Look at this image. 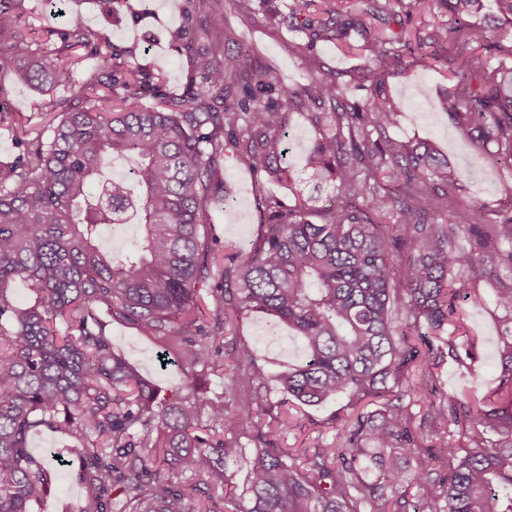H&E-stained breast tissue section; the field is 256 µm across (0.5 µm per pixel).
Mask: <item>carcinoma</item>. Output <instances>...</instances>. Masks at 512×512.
<instances>
[{
	"mask_svg": "<svg viewBox=\"0 0 512 512\" xmlns=\"http://www.w3.org/2000/svg\"><path fill=\"white\" fill-rule=\"evenodd\" d=\"M23 0H0V42L27 52L17 80L44 96L61 85L87 105L61 113L48 137L15 127L35 149L0 163V512H35L50 490L48 472L64 460L35 457L29 438L43 429L74 436L83 512H223L212 490L224 488V460L250 445L245 494L232 512H512V284L493 289L508 326L500 336V382L472 404L428 387L436 357L429 336L452 322L457 304L477 303L495 259L512 266V213L474 207L461 212L458 176L430 145L387 136L403 102L388 96L383 73L414 53L410 36L372 32L343 14L342 0H291L288 18L308 43L333 42L354 31L363 62L351 79L369 93L350 103L346 87L316 76L287 86L270 71L249 74L247 55L195 57L201 88L189 100L142 103L162 71L102 55L95 71L74 82L75 54L100 35L70 13L63 47L27 48ZM441 20L427 35L431 56L451 64L455 91L442 99L457 134L480 147L497 145V162L512 167V0H494L496 14L479 17L480 0H433ZM346 20H341L342 16ZM236 88L237 107L224 106ZM305 112L317 137L307 156L308 181L331 184L336 203L317 207L299 195L265 198L261 232L249 251L214 265L206 206L227 193L218 158L232 139L236 155L257 178L293 190L288 119ZM119 160L138 189L104 175ZM139 218L141 237L122 258L99 244L107 224ZM458 219L475 238L455 250L441 217ZM23 280L34 303L15 304L9 286ZM209 303L201 306L199 292ZM99 305L113 319L157 339L159 362L217 369L214 340L242 313H261L294 329L305 356L275 376L288 400L318 406L346 396L357 405L381 399L353 421L338 419L334 448L304 452L298 461L257 416H273L268 378L251 347L233 344L224 394L243 400L232 420L224 399L201 418L197 385L183 383L179 401L112 347ZM453 337L448 357L474 359ZM426 404L430 426L458 427L457 437L428 448L439 467L408 469L423 448L414 401ZM232 439H224V434ZM196 477V508L180 479ZM416 486L417 501L402 488Z\"/></svg>",
	"mask_w": 512,
	"mask_h": 512,
	"instance_id": "1",
	"label": "carcinoma"
}]
</instances>
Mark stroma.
I'll use <instances>...</instances> for the list:
<instances>
[{"label": "stroma", "instance_id": "obj_1", "mask_svg": "<svg viewBox=\"0 0 512 512\" xmlns=\"http://www.w3.org/2000/svg\"><path fill=\"white\" fill-rule=\"evenodd\" d=\"M288 3L289 0H213L211 7L203 10L195 0H24V7L31 48L43 46L51 32L64 31L69 11L76 10L93 32L107 37L112 51L122 60L150 70L162 69L165 78L149 90L144 99L148 105L159 97H191L199 85L194 69L196 54L223 50L228 33L239 46L249 50L252 69H270L284 83L301 85L306 83L315 63L320 62L324 65L322 79L345 84L350 101L365 102L366 90L352 83L348 75L357 60L344 52L343 41H317L305 52L295 50V43L303 41L304 36L288 25ZM408 62L407 72L391 68L385 76L390 94L404 103L397 123L388 130L389 136L426 141L448 158L463 185L457 195L459 209L480 205L495 208L499 199L497 188L500 182H512V168L489 161L476 163L472 145L457 136L446 114L437 111L440 94L452 86L447 63H432L423 48L415 50ZM41 100V95L29 85L0 72V112L5 115L0 122L1 162L14 161L26 150L25 144L16 139L13 124L47 130L49 119L40 110ZM288 130L297 191L312 198L316 206L329 204L334 197L332 187L313 188L303 172L315 130L296 113L290 118ZM222 176L230 193L229 203L207 208L215 255L219 258L246 250L257 239L265 197L288 195L277 181H257L231 148L224 152ZM492 288V283H482L481 304H465L460 309L469 334L479 339L473 368H461L448 359L441 362L431 379L438 392L478 400L498 385L502 324ZM269 328L272 325L266 316L244 315L227 326L222 344H249L258 366L265 372H276L280 365L300 359L301 343L283 326L276 328V337H269ZM106 333L129 363L162 390L170 392L181 385L184 375L178 367H160V345L154 338L119 320H109ZM281 412L289 425L279 443L298 452L316 446L334 447L337 435L333 419L349 415L342 399L314 407L283 403ZM76 472L73 465L57 469L40 512H82L84 503Z\"/></svg>", "mask_w": 512, "mask_h": 512}]
</instances>
